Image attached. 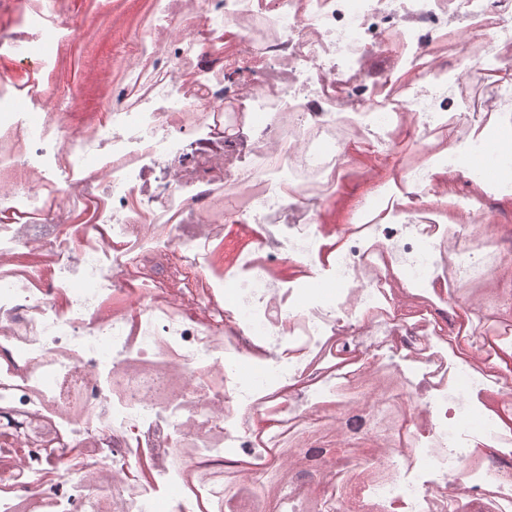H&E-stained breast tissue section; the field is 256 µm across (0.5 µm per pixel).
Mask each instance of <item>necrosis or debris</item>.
I'll use <instances>...</instances> for the list:
<instances>
[{"instance_id":"1","label":"necrosis or debris","mask_w":512,"mask_h":512,"mask_svg":"<svg viewBox=\"0 0 512 512\" xmlns=\"http://www.w3.org/2000/svg\"><path fill=\"white\" fill-rule=\"evenodd\" d=\"M148 2L147 78L83 126L37 79L72 0H0V512H512V423L454 426L512 410V349L439 322L449 259L512 290V180L469 165L512 132V0Z\"/></svg>"}]
</instances>
